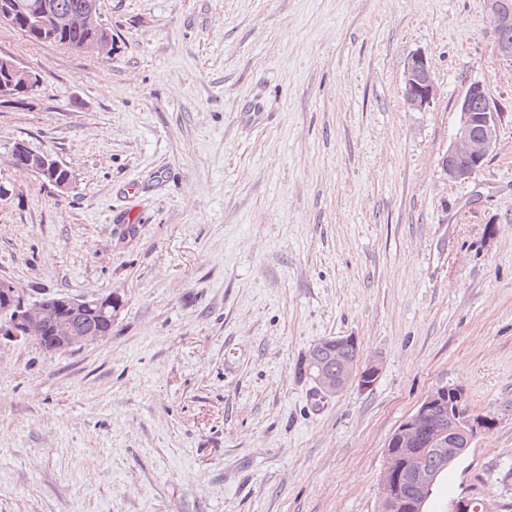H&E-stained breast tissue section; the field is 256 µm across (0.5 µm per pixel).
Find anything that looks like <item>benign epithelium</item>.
<instances>
[{
    "label": "benign epithelium",
    "mask_w": 512,
    "mask_h": 512,
    "mask_svg": "<svg viewBox=\"0 0 512 512\" xmlns=\"http://www.w3.org/2000/svg\"><path fill=\"white\" fill-rule=\"evenodd\" d=\"M497 33L512 20V6L507 0H484ZM23 10L19 0L0 3V22L15 25V15ZM54 26L65 30L92 29L100 22L97 5L91 4L78 12L51 14ZM41 84L39 73L21 66L11 55H0V96L9 89L32 93ZM402 95L412 112H423L438 96L428 58L415 52L408 58L402 78ZM489 99L480 82L471 83L456 104L458 115L453 141L439 160L442 170L452 181H467L486 164L498 143L500 113L490 107L481 113L470 111L473 99ZM122 305L116 293L87 300L67 294L45 295L25 302L13 282L0 281V331L10 341H33L45 348L79 350L92 345L100 335L93 330L72 334L66 320L93 311L112 322ZM59 335L50 337L51 329ZM325 341H318L307 354L303 367L318 391L334 396L349 386L364 387V369L379 372L378 364L361 363L355 359L342 365L340 374L323 370L321 359ZM488 429L487 421L473 414L465 393L457 388L439 385L431 389L415 410L404 419L389 438L385 463L379 477L376 512H424L438 472L425 467L426 453L434 451L448 468L470 448L476 435Z\"/></svg>",
    "instance_id": "7a95c632"
}]
</instances>
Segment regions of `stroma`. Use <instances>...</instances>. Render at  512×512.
<instances>
[{"mask_svg":"<svg viewBox=\"0 0 512 512\" xmlns=\"http://www.w3.org/2000/svg\"><path fill=\"white\" fill-rule=\"evenodd\" d=\"M106 49L0 52V279L122 297L110 335L0 342V512H375L393 431L433 387L492 419L427 512H512V59L483 0H100ZM439 89L408 111L404 66ZM482 82L498 144L439 159ZM21 142L67 193L14 167ZM380 362L324 397L319 339ZM402 95L409 111L423 112L438 96L431 67L424 53L415 52L408 58L402 78ZM0 91L1 98H6L9 94V88L16 86L18 91H25L29 95L41 84V76L39 73L22 67L17 60L11 55H0ZM8 83V87L6 86Z\"/></svg>","mask_w":512,"mask_h":512,"instance_id":"35a3bbf8","label":"stroma"}]
</instances>
